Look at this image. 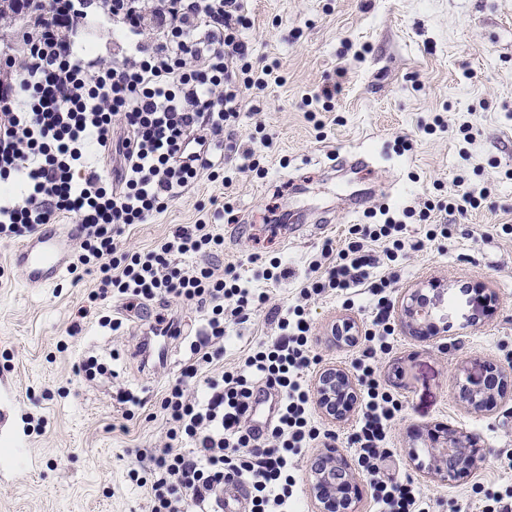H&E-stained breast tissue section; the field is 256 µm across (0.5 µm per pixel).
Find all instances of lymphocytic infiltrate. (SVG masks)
<instances>
[{"label":"lymphocytic infiltrate","mask_w":512,"mask_h":512,"mask_svg":"<svg viewBox=\"0 0 512 512\" xmlns=\"http://www.w3.org/2000/svg\"><path fill=\"white\" fill-rule=\"evenodd\" d=\"M24 18L22 49L0 54V240H15L61 218L78 232L72 270L96 272L90 304L113 296L128 307L175 300L202 309L203 332L192 359L161 399L166 440L137 451L150 484L151 512H222L225 482L244 483L251 512H294L293 472L308 448H332L334 431L313 416L309 378L322 362L311 339L304 301L329 292L371 298V327L354 368L362 387L360 413L347 437L369 478L377 512H429L421 486L386 473L389 433L402 403L378 379L392 349L391 293L397 261L424 241L449 238L436 224L425 240L404 237L401 220L354 225L345 248L325 241L296 305L274 307L277 334L251 347L242 363L217 369L225 325L249 320L268 304L240 267L178 264L181 256L219 257L224 240L209 224L178 226L145 253L118 252L115 226L145 224L188 193L202 175L224 165L257 170L254 149L234 144L244 102L281 83L278 63L254 67L249 0H0V27ZM111 30L126 51L107 61L83 43L89 21ZM104 151L109 173L88 165ZM384 242L382 255L370 245ZM79 322L71 334L81 330ZM265 386L273 419L257 430L251 399Z\"/></svg>","instance_id":"1"}]
</instances>
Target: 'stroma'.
I'll use <instances>...</instances> for the list:
<instances>
[{
    "label": "stroma",
    "instance_id": "obj_1",
    "mask_svg": "<svg viewBox=\"0 0 512 512\" xmlns=\"http://www.w3.org/2000/svg\"><path fill=\"white\" fill-rule=\"evenodd\" d=\"M250 9L254 59L279 62L283 77L241 112V140L259 132L272 140L258 150L259 169L232 172L228 184L201 177L116 241L147 251L176 225L206 218L211 202L231 203L233 221L212 225L224 238V263L256 276L261 288L258 272L281 258L290 275L269 289L273 303L286 305L296 302L323 241L343 248L350 226L382 222V208L417 238L427 223L449 225L450 239L403 260L395 291L427 293L439 282L452 304L443 316L450 336L423 340L395 320L380 374L403 402L391 431L395 468L421 484L429 512H482L512 487V469L499 463L512 452V0H251ZM333 84L339 90L326 111L314 95ZM356 154L370 167L355 166ZM459 188L480 197V207L447 210ZM358 197L360 212L345 214ZM428 201L437 209L424 222ZM15 247L0 241V411L9 414L0 427V512H150L148 489L131 483L128 469L134 449L165 439L160 399L190 356L202 314L157 303L130 312L109 299L70 335L96 276L67 271L54 285L29 287ZM369 306L368 295L349 307L333 292L308 304L324 367L351 369L356 349L336 345L332 328L345 321L365 331ZM156 313L177 317L183 334L171 363L151 373L136 349ZM103 315L122 318L121 330L101 326ZM274 333L261 312L231 326L223 365L235 366ZM91 353L110 374L78 375ZM487 363L508 387L477 412L459 382L483 379ZM121 391L146 402L133 418L116 400ZM438 424L482 444L470 476L448 482L417 467L412 433Z\"/></svg>",
    "mask_w": 512,
    "mask_h": 512
}]
</instances>
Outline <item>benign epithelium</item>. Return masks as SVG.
Returning a JSON list of instances; mask_svg holds the SVG:
<instances>
[{"mask_svg":"<svg viewBox=\"0 0 512 512\" xmlns=\"http://www.w3.org/2000/svg\"><path fill=\"white\" fill-rule=\"evenodd\" d=\"M419 294H410L402 300V317L409 330L417 335L428 336L438 334L430 316L423 314V306L417 303ZM462 390L469 405L476 411L482 410L484 398L489 395L485 386L470 387L462 385ZM356 385L345 370L327 368L320 372L316 382V399L322 412L333 419L341 418L351 407L355 398ZM423 447H437L444 444L453 447L458 440L456 433L450 430H440L425 437H419ZM479 441L470 438L465 445L458 448L457 464L447 465L438 461L434 456L429 460L420 459L417 449H412V457L417 460V466L438 475L444 481H455L466 475L473 467L480 454ZM325 468H311L310 495L315 512H355L359 500L357 491L360 490L356 478L349 471V463L345 457L336 453V449L328 448L323 453Z\"/></svg>","mask_w":512,"mask_h":512,"instance_id":"7a95c632","label":"benign epithelium"}]
</instances>
